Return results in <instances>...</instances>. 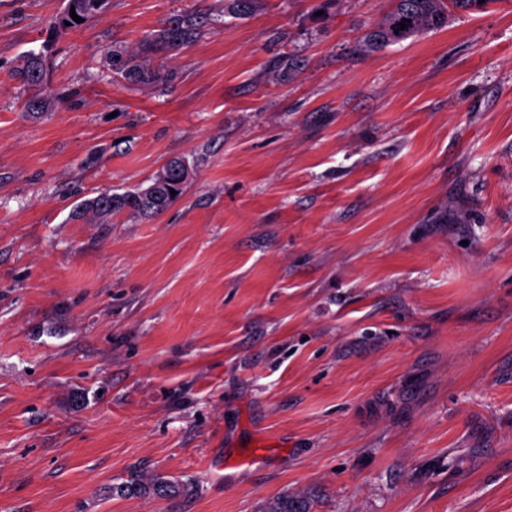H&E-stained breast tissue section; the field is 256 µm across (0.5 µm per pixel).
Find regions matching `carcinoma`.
I'll list each match as a JSON object with an SVG mask.
<instances>
[{"label":"carcinoma","instance_id":"1","mask_svg":"<svg viewBox=\"0 0 512 512\" xmlns=\"http://www.w3.org/2000/svg\"><path fill=\"white\" fill-rule=\"evenodd\" d=\"M91 0H76L75 14L83 19L77 23L70 16L69 10H64L54 21V27L60 32L84 27L93 21L84 5ZM255 7L254 0H228V13L237 17L250 15ZM447 6L445 0H392V6L378 24L361 40V50L372 53L390 45L403 42L409 38L419 37L429 31L444 28L448 24L445 16ZM407 20L405 27H400L402 20ZM200 23L193 14H185L174 20L165 22L160 28L150 33L144 40L141 51L129 52L114 46L107 52L112 71L120 75L130 84L162 85L172 81L174 72L165 68H152L146 63L145 56L156 51H167L178 54L190 46L198 37ZM45 60H38L34 53L26 52L16 69L15 77L26 88H39L44 81ZM54 105L53 100L39 92L26 101V111L31 115H39L48 111ZM176 165L169 180L152 183L145 189L133 193L114 194L111 190L100 191L96 196L87 198L77 206L76 214L97 222H104L112 214L128 209L145 216L156 215L183 193L186 185L193 178L192 168L180 158H173L162 171L169 170L170 165ZM176 194H171V191ZM192 488L183 483L166 480L158 475L142 472L129 482L113 488V492L121 496H157L178 498L187 495ZM260 512H311V502L304 493L288 492L268 500Z\"/></svg>","mask_w":512,"mask_h":512}]
</instances>
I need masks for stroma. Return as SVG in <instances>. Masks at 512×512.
Masks as SVG:
<instances>
[{
  "mask_svg": "<svg viewBox=\"0 0 512 512\" xmlns=\"http://www.w3.org/2000/svg\"><path fill=\"white\" fill-rule=\"evenodd\" d=\"M64 7L0 0V512H512V0L368 55L386 0ZM184 14L172 83L112 73ZM175 156L162 214L72 219ZM69 1V4L72 2H76L75 6V14L79 16L80 18L84 19V22L76 23L72 17L70 16V10H67V4L65 6L64 11L61 13L59 17H57L54 21V27L60 31V32H66L72 29L84 27L90 22H92L97 16L91 17L86 10L84 9L83 5L88 4L91 2V0H76V1ZM65 22H69L70 26H66ZM34 55L32 51L26 52L15 72V77L26 89L41 88L44 81L45 56L37 60ZM192 488L183 483L166 480L158 475L140 472L130 482L113 488V493L120 496H157L164 498H178L188 495ZM260 512H311V502L305 493L287 490L266 501Z\"/></svg>",
  "mask_w": 512,
  "mask_h": 512,
  "instance_id": "stroma-1",
  "label": "stroma"
}]
</instances>
